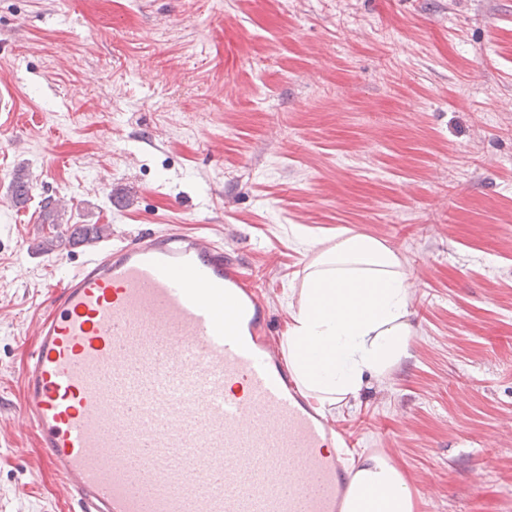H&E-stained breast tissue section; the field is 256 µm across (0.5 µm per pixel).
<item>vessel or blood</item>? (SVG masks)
<instances>
[{"label": "vessel or blood", "instance_id": "obj_1", "mask_svg": "<svg viewBox=\"0 0 512 512\" xmlns=\"http://www.w3.org/2000/svg\"><path fill=\"white\" fill-rule=\"evenodd\" d=\"M47 304L20 415L79 512H347L354 444L223 248L156 231L95 245Z\"/></svg>", "mask_w": 512, "mask_h": 512}]
</instances>
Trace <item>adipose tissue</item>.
Masks as SVG:
<instances>
[{
    "mask_svg": "<svg viewBox=\"0 0 512 512\" xmlns=\"http://www.w3.org/2000/svg\"><path fill=\"white\" fill-rule=\"evenodd\" d=\"M313 258L284 338L288 368L320 406L358 399L410 356L409 274L381 239L340 227L325 239L292 226ZM350 512H414L410 487L386 458H364Z\"/></svg>",
    "mask_w": 512,
    "mask_h": 512,
    "instance_id": "ef3b65f1",
    "label": "adipose tissue"
}]
</instances>
